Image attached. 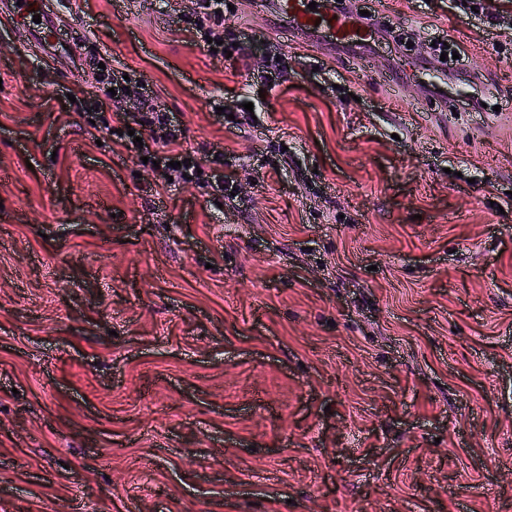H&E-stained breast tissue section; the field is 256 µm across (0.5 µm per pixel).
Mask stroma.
Here are the masks:
<instances>
[{"label":"stroma","instance_id":"35a3bbf8","mask_svg":"<svg viewBox=\"0 0 512 512\" xmlns=\"http://www.w3.org/2000/svg\"><path fill=\"white\" fill-rule=\"evenodd\" d=\"M227 2L215 58L192 0L0 18V512H512V0L331 57ZM146 100L230 193L114 145Z\"/></svg>","mask_w":512,"mask_h":512}]
</instances>
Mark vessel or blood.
I'll list each match as a JSON object with an SVG mask.
<instances>
[{
    "label": "vessel or blood",
    "mask_w": 512,
    "mask_h": 512,
    "mask_svg": "<svg viewBox=\"0 0 512 512\" xmlns=\"http://www.w3.org/2000/svg\"><path fill=\"white\" fill-rule=\"evenodd\" d=\"M310 0H270L273 14L288 33L310 36L325 35L332 42L354 48L369 44L373 29L366 23L342 11L309 9Z\"/></svg>",
    "instance_id": "1"
}]
</instances>
